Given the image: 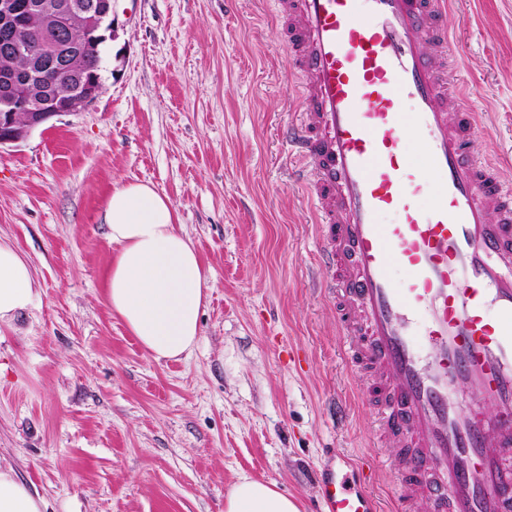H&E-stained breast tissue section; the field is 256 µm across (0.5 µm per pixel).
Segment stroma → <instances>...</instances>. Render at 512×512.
I'll return each mask as SVG.
<instances>
[{
  "label": "stroma",
  "mask_w": 512,
  "mask_h": 512,
  "mask_svg": "<svg viewBox=\"0 0 512 512\" xmlns=\"http://www.w3.org/2000/svg\"><path fill=\"white\" fill-rule=\"evenodd\" d=\"M104 91L0 147V239L34 304L0 325V462L48 512H224L243 475L315 512L331 451L369 466L396 512L390 446L321 292L319 224L283 132L306 78L274 0H114ZM448 30L479 116L475 151L512 184V0H452ZM171 200L207 276L200 341L158 362L104 299L115 188ZM349 408L336 417L337 405Z\"/></svg>",
  "instance_id": "stroma-1"
}]
</instances>
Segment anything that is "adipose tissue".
Wrapping results in <instances>:
<instances>
[{
    "mask_svg": "<svg viewBox=\"0 0 512 512\" xmlns=\"http://www.w3.org/2000/svg\"><path fill=\"white\" fill-rule=\"evenodd\" d=\"M106 237L115 248L104 295L112 314L155 361L189 357L201 336L206 273L194 240L177 222L165 194L147 183L115 189L104 206ZM34 276L24 255L0 240V324L33 305ZM12 467L0 466V512H47ZM224 512H299L275 484L239 477Z\"/></svg>",
    "mask_w": 512,
    "mask_h": 512,
    "instance_id": "ef3b65f1",
    "label": "adipose tissue"
}]
</instances>
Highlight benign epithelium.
Returning a JSON list of instances; mask_svg holds the SVG:
<instances>
[{
    "label": "benign epithelium",
    "mask_w": 512,
    "mask_h": 512,
    "mask_svg": "<svg viewBox=\"0 0 512 512\" xmlns=\"http://www.w3.org/2000/svg\"><path fill=\"white\" fill-rule=\"evenodd\" d=\"M43 15L51 23L56 51H40L36 66L43 69H76L75 58L65 47L72 35L113 31L112 0H32L27 14L21 15L17 0H0V51L8 58L26 51L20 38L27 16ZM95 81H82L57 100L41 93L38 76L20 73L0 65V147L26 140L36 129L56 116L76 114L88 109L100 97Z\"/></svg>",
    "instance_id": "obj_1"
}]
</instances>
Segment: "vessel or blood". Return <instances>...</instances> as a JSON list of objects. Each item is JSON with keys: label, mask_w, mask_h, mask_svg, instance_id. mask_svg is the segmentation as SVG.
<instances>
[{"label": "vessel or blood", "mask_w": 512, "mask_h": 512, "mask_svg": "<svg viewBox=\"0 0 512 512\" xmlns=\"http://www.w3.org/2000/svg\"><path fill=\"white\" fill-rule=\"evenodd\" d=\"M276 3L312 76L288 144L399 512H512V187L472 152L477 115L448 84V0ZM320 487L317 512H380L331 465Z\"/></svg>", "instance_id": "b4317fda"}]
</instances>
